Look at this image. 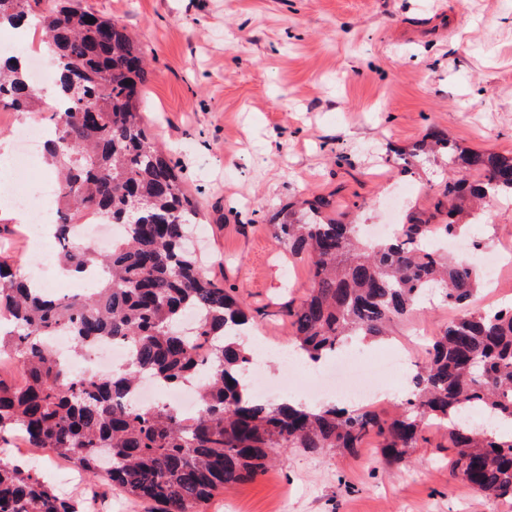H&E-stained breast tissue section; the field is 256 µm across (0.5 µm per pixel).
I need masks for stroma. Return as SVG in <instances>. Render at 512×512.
Listing matches in <instances>:
<instances>
[{"instance_id": "obj_1", "label": "stroma", "mask_w": 512, "mask_h": 512, "mask_svg": "<svg viewBox=\"0 0 512 512\" xmlns=\"http://www.w3.org/2000/svg\"><path fill=\"white\" fill-rule=\"evenodd\" d=\"M116 19L148 57L141 109L201 212L211 277L235 288L271 347L289 344V304L310 262L271 227L289 206L332 199L330 215L382 224L433 218L451 171L422 151L433 131L512 154V0H81ZM24 225L0 233V259L37 274ZM466 239L503 251L497 287L475 309L512 305V203L489 205ZM454 311L434 298L389 327L390 341L437 335ZM406 461L369 437L355 453L287 450L283 463L215 492L204 512H512L448 467V433L428 428Z\"/></svg>"}]
</instances>
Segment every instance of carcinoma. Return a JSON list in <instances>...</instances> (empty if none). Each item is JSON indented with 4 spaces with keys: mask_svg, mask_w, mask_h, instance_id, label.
<instances>
[{
    "mask_svg": "<svg viewBox=\"0 0 512 512\" xmlns=\"http://www.w3.org/2000/svg\"><path fill=\"white\" fill-rule=\"evenodd\" d=\"M40 4L0 0V27L33 18L41 31L64 105L48 116L55 137L44 147L59 172L64 212L49 229L62 243L64 266L96 267L106 277L81 296L48 297L0 261V321L13 325L0 336V354H13L24 369L21 382L0 377V447L21 433L27 447L50 448L91 480L158 512H202L213 492L255 477L289 448L353 452L374 435L381 455L400 462L434 423L448 430V465L466 484L512 497V434L487 430L496 420L512 422V306L470 309L485 283L475 262L432 247L463 232L462 221L475 220L485 200L512 197V155L433 135L459 169L448 177L446 224H402L365 245L357 225L330 217V200L316 197L271 225L285 251L312 260L308 294L288 316L291 343L313 362L335 353L346 336L385 338L388 323L414 312L435 288L458 308L432 337L400 415L247 400L241 382L250 351L229 337L246 330L250 316L187 245L200 210L143 121L144 50L118 21L79 0ZM37 102L20 58L0 57V110L35 112ZM90 213L123 228L108 253L74 241L73 221ZM56 329L80 348L121 341L128 364L103 379L74 375L44 344ZM148 375L163 385L199 380V412L182 416L163 402L134 407L127 396ZM0 512L88 510L30 466L0 458Z\"/></svg>",
    "mask_w": 512,
    "mask_h": 512,
    "instance_id": "carcinoma-1",
    "label": "carcinoma"
}]
</instances>
